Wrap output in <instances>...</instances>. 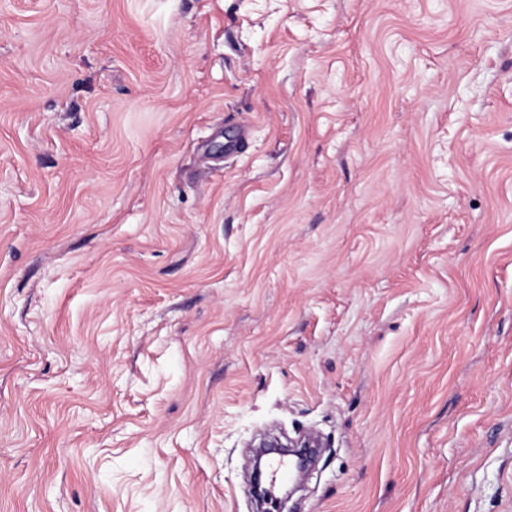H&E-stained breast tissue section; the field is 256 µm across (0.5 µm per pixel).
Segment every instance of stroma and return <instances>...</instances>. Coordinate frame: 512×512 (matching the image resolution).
Returning a JSON list of instances; mask_svg holds the SVG:
<instances>
[{
    "instance_id": "35a3bbf8",
    "label": "stroma",
    "mask_w": 512,
    "mask_h": 512,
    "mask_svg": "<svg viewBox=\"0 0 512 512\" xmlns=\"http://www.w3.org/2000/svg\"><path fill=\"white\" fill-rule=\"evenodd\" d=\"M512 512V0H0V512Z\"/></svg>"
}]
</instances>
